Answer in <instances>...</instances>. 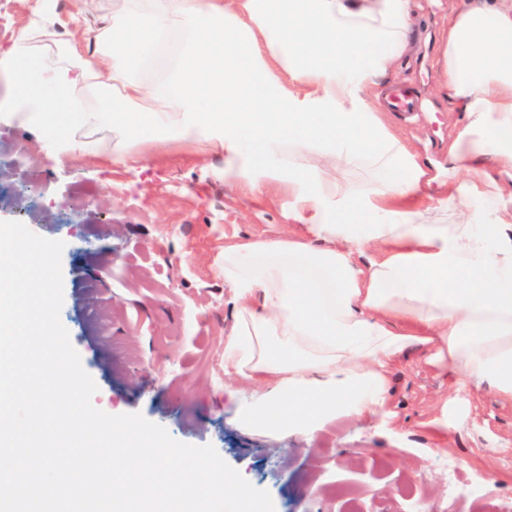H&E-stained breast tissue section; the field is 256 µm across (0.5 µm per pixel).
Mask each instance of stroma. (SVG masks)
<instances>
[{
	"label": "stroma",
	"mask_w": 512,
	"mask_h": 512,
	"mask_svg": "<svg viewBox=\"0 0 512 512\" xmlns=\"http://www.w3.org/2000/svg\"><path fill=\"white\" fill-rule=\"evenodd\" d=\"M412 51L378 85L410 87L416 111L387 112L432 176L464 122L437 66L448 17L462 0H421ZM5 185L17 197L0 220L65 244L60 320L98 386L104 412L138 413L176 440L210 444L268 491L275 512H512V401L454 385L408 350L389 373L388 423L337 416L314 439L280 442L239 430L224 404V336L233 321L224 247L292 234L288 193L253 195L226 182L224 160L187 149L136 151L126 163L73 153L55 158L41 135L0 122ZM449 399L448 427L434 420ZM498 481L489 484V473Z\"/></svg>",
	"instance_id": "1"
}]
</instances>
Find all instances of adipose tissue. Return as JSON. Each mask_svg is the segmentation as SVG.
Returning a JSON list of instances; mask_svg holds the SVG:
<instances>
[{"label":"adipose tissue","instance_id":"ef3b65f1","mask_svg":"<svg viewBox=\"0 0 512 512\" xmlns=\"http://www.w3.org/2000/svg\"><path fill=\"white\" fill-rule=\"evenodd\" d=\"M420 0H109L82 42L40 0L7 58L37 63L9 85L6 117L55 155L126 162L132 147H192L224 178L288 190L299 234L224 248L234 322L224 373L248 387L239 426L279 441L337 414L387 421L389 372L418 346L437 369L512 400V0H471L448 20L438 64L465 122L450 152L463 185L424 216L427 171L370 87L406 54ZM173 50L171 76H133ZM46 86L58 88L46 96ZM302 156L285 166L284 154ZM491 156L488 174L476 159ZM377 174L357 189L339 169Z\"/></svg>","mask_w":512,"mask_h":512}]
</instances>
